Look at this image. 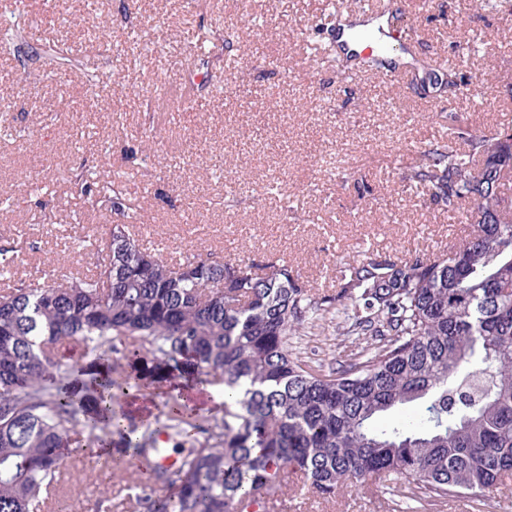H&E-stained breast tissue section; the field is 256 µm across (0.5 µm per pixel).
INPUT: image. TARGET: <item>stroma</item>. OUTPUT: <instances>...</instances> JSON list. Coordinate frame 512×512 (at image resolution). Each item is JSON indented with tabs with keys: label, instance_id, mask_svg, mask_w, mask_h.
<instances>
[{
	"label": "stroma",
	"instance_id": "stroma-1",
	"mask_svg": "<svg viewBox=\"0 0 512 512\" xmlns=\"http://www.w3.org/2000/svg\"><path fill=\"white\" fill-rule=\"evenodd\" d=\"M328 0H24L38 22L34 57L0 46V247L11 277L29 282L95 267L113 225H128L149 251L176 264L200 255L288 264L316 296L334 293L344 263L374 253H447L468 225L403 187L398 173L448 118L489 133L512 128V13L487 0H422L404 16L413 83L371 74L342 79L309 51L334 39ZM108 20L112 48L90 42ZM321 30H311L314 22ZM214 44L200 83L183 68L185 43ZM68 59L65 82L44 59ZM452 59V74L437 63ZM108 73L112 89L89 85ZM471 87L463 95V87ZM274 106H267V98ZM98 199L86 203L61 166ZM121 180L122 205L111 200ZM280 191L265 193L269 181ZM299 359L324 370L357 350L337 335L335 313L311 314L292 339ZM150 404L122 400L128 434L164 419L170 394L150 382ZM98 461L85 432L73 435L74 466L53 512H135L141 490L165 495L134 471L123 437ZM387 477L332 499L289 497L290 512H512V479L468 499L400 494Z\"/></svg>",
	"mask_w": 512,
	"mask_h": 512
}]
</instances>
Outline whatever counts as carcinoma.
Masks as SVG:
<instances>
[{"mask_svg":"<svg viewBox=\"0 0 512 512\" xmlns=\"http://www.w3.org/2000/svg\"><path fill=\"white\" fill-rule=\"evenodd\" d=\"M11 12L0 42L20 36ZM322 60L350 77L351 65L322 48ZM464 148L434 143L401 182L474 230L448 256L412 252L366 258L339 270L336 293L312 298L288 266L259 274L244 260L196 257L170 264L112 225L106 258L81 276L0 290V512H47L60 485L68 432L100 442L122 433L113 402L139 387L114 377L112 352L233 393L224 417L202 426L177 399L163 422L127 440L169 493H142L143 512H246L283 493V468L301 488L330 497L396 475L417 493L476 498L512 473V129L473 134L448 128ZM329 304L363 336L359 355L319 373L292 356L306 314ZM75 344L68 364L55 348ZM95 411L77 419L80 390ZM423 403L418 425L378 426L393 409ZM205 429L212 443L195 446ZM169 432L182 457L154 463L155 435Z\"/></svg>","mask_w":512,"mask_h":512,"instance_id":"obj_1","label":"carcinoma"}]
</instances>
